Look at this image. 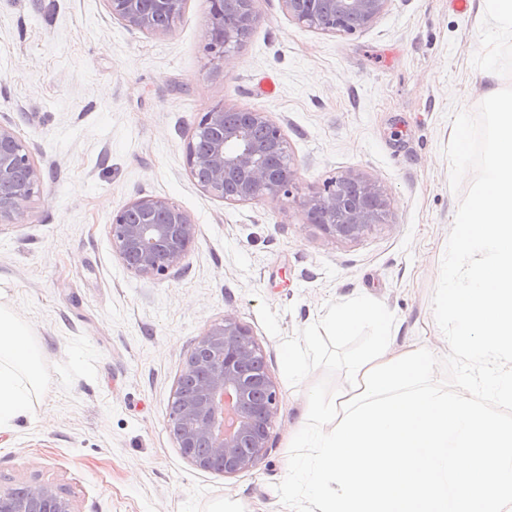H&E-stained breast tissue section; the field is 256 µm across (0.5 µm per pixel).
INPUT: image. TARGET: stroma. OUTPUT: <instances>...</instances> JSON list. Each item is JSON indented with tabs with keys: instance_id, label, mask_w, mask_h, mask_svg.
<instances>
[{
	"instance_id": "stroma-1",
	"label": "stroma",
	"mask_w": 512,
	"mask_h": 512,
	"mask_svg": "<svg viewBox=\"0 0 512 512\" xmlns=\"http://www.w3.org/2000/svg\"><path fill=\"white\" fill-rule=\"evenodd\" d=\"M388 0L367 27L313 31L281 0L226 61L206 50L207 0H187L172 31L143 33L105 0H0V124L14 130L44 186L14 224L0 223V307L43 346L32 415L0 432V488L46 482L78 512H281L288 437L299 420L280 339L316 322L326 302L384 303L439 355L431 304L461 196L443 150L453 115L483 101L471 64L479 0ZM218 106L267 113L288 138L290 195L227 203L191 177L185 146ZM354 170L388 207L355 240L326 236L303 207ZM186 210L196 240L158 278L128 271L113 211L142 197ZM267 303L280 336L258 317ZM249 328L278 395L269 448L233 476L196 469L168 425L195 341L224 315Z\"/></svg>"
}]
</instances>
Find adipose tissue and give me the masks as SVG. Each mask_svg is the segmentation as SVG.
Here are the masks:
<instances>
[{"instance_id":"obj_1","label":"adipose tissue","mask_w":512,"mask_h":512,"mask_svg":"<svg viewBox=\"0 0 512 512\" xmlns=\"http://www.w3.org/2000/svg\"><path fill=\"white\" fill-rule=\"evenodd\" d=\"M40 352L29 328L0 309V430L29 417L42 387Z\"/></svg>"}]
</instances>
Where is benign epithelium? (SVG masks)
<instances>
[{
  "label": "benign epithelium",
  "instance_id": "benign-epithelium-1",
  "mask_svg": "<svg viewBox=\"0 0 512 512\" xmlns=\"http://www.w3.org/2000/svg\"><path fill=\"white\" fill-rule=\"evenodd\" d=\"M112 17L147 33L168 32L186 0H106ZM305 28L350 33L349 20L365 27L388 0H281ZM209 52L222 61L226 47L242 41L258 20L254 0H208ZM189 140L191 176L210 195L230 203L259 201L293 188L288 139L264 112L216 107L200 117ZM43 187L40 167L10 128L0 125V223L23 215ZM307 219L337 239H356L388 206L384 191L349 171L303 202ZM112 240L126 268L141 277L179 267L196 237V224L177 204L142 197L112 213ZM277 392L261 348L230 315L198 339L180 374L169 411L181 455L194 467L225 476L256 466L268 449ZM0 512H77L49 483L0 491Z\"/></svg>",
  "mask_w": 512,
  "mask_h": 512
}]
</instances>
